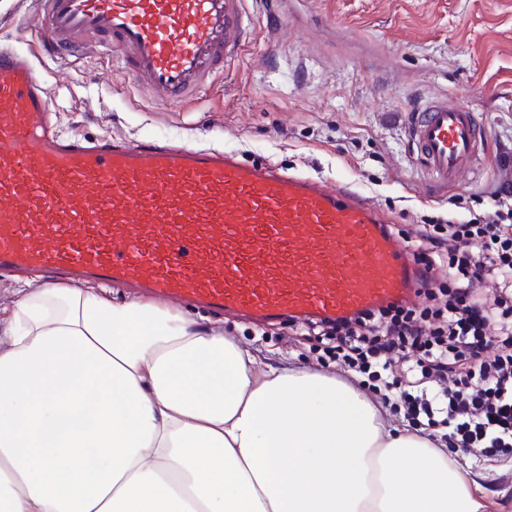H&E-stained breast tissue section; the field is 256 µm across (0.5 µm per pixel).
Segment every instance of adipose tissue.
<instances>
[{
	"label": "adipose tissue",
	"instance_id": "adipose-tissue-1",
	"mask_svg": "<svg viewBox=\"0 0 512 512\" xmlns=\"http://www.w3.org/2000/svg\"><path fill=\"white\" fill-rule=\"evenodd\" d=\"M0 512H482L444 450L336 377L103 291L0 314Z\"/></svg>",
	"mask_w": 512,
	"mask_h": 512
}]
</instances>
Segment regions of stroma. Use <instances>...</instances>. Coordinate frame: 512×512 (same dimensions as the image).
I'll list each match as a JSON object with an SVG mask.
<instances>
[{
    "mask_svg": "<svg viewBox=\"0 0 512 512\" xmlns=\"http://www.w3.org/2000/svg\"><path fill=\"white\" fill-rule=\"evenodd\" d=\"M281 11L274 26L266 0H246L251 35L241 55L209 90L178 104L138 91L116 51L42 61L61 132L219 146L247 162L350 182L406 240L443 194L461 195L452 218L462 222L486 187H512V0H282ZM40 13L38 0H0V34L34 58ZM442 98L476 108L492 159L443 193L426 185L408 130L418 100ZM188 317L259 362L340 373L325 337L299 327ZM454 459L484 512H512V461Z\"/></svg>",
    "mask_w": 512,
    "mask_h": 512,
    "instance_id": "35a3bbf8",
    "label": "stroma"
}]
</instances>
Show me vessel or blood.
Listing matches in <instances>:
<instances>
[{
	"label": "vessel or blood",
	"instance_id": "b4317fda",
	"mask_svg": "<svg viewBox=\"0 0 512 512\" xmlns=\"http://www.w3.org/2000/svg\"><path fill=\"white\" fill-rule=\"evenodd\" d=\"M245 0H41L40 44L57 62L85 34L117 50L144 93L178 103L241 51ZM33 59L0 45V272L118 287L259 323L353 316L413 298L412 250L356 186L232 150L63 137ZM431 180L478 163L476 111L413 109Z\"/></svg>",
	"mask_w": 512,
	"mask_h": 512
}]
</instances>
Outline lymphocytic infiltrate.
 <instances>
[{
  "label": "lymphocytic infiltrate",
  "instance_id": "1",
  "mask_svg": "<svg viewBox=\"0 0 512 512\" xmlns=\"http://www.w3.org/2000/svg\"><path fill=\"white\" fill-rule=\"evenodd\" d=\"M449 197L423 217L413 255L424 268L448 264V291L424 309L414 302L363 312L355 319L307 321L334 341L345 368L376 380L384 398L401 402L416 432L438 446L482 457L512 456V190L500 188L485 208L455 223ZM497 284L491 297L477 284ZM498 323L500 336L486 329ZM443 380L441 396L413 384Z\"/></svg>",
  "mask_w": 512,
  "mask_h": 512
}]
</instances>
